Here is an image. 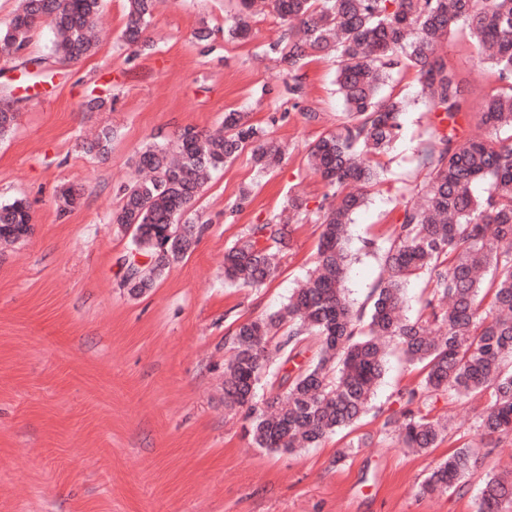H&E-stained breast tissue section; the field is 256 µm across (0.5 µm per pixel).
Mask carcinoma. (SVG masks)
<instances>
[{
  "instance_id": "carcinoma-1",
  "label": "carcinoma",
  "mask_w": 512,
  "mask_h": 512,
  "mask_svg": "<svg viewBox=\"0 0 512 512\" xmlns=\"http://www.w3.org/2000/svg\"><path fill=\"white\" fill-rule=\"evenodd\" d=\"M123 44L136 53L147 37L156 0H127ZM241 17L229 28L234 40L251 29L243 14L252 0H239ZM285 24L300 35L270 45L288 72L312 54L334 57L336 84L346 112L336 129L308 146L311 170L330 187L321 206L315 261L288 302L268 316L240 324L224 372V400L243 411L248 434L259 448L294 452L318 445L359 421L383 377L387 353L380 339L395 342L405 362L420 370L417 387L398 391L401 407L383 424L405 448L425 451L448 435V423L422 413L440 395H489L475 435L484 448L512 436V0H270ZM102 0H20L0 24V52L22 53L31 33L46 25L60 64L87 57ZM467 29L481 62L508 92L481 103L486 137H459L457 118L466 104L462 80L439 53L455 29ZM402 70L416 72L426 112L444 125L421 153L424 191L399 202L400 214L383 248L384 277L367 303L356 308L344 293L351 261L347 225L380 179L372 157L387 151L402 129L405 98L386 91ZM111 131L87 144L108 153ZM249 151L261 175L277 168L283 148L246 112L224 113V133L185 128L148 144L138 168L148 177L122 189L112 223L132 229L135 250L148 258L125 278L138 293L191 249L204 229L192 214L213 172ZM486 185L483 195L472 192ZM33 224L29 204L0 205V238L19 240ZM187 234L176 240L178 225ZM289 247L277 224H254L224 252V281L261 288L273 276L274 259ZM423 279L429 293L415 319L403 315L404 283ZM490 300L494 315L482 316ZM288 325V333L277 330ZM313 351L307 361L299 360ZM480 463L464 447L438 463L421 485L441 496L459 489ZM477 512H512V481L486 474Z\"/></svg>"
}]
</instances>
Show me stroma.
I'll return each mask as SVG.
<instances>
[{
	"instance_id": "stroma-1",
	"label": "stroma",
	"mask_w": 512,
	"mask_h": 512,
	"mask_svg": "<svg viewBox=\"0 0 512 512\" xmlns=\"http://www.w3.org/2000/svg\"><path fill=\"white\" fill-rule=\"evenodd\" d=\"M235 8V0H162L152 46L133 53L119 41L127 0H103L98 44L80 62L52 63L44 26L23 57L0 54V104L22 59L45 61L38 97L15 103L14 128L0 138V204L23 198L34 215L26 238L0 239V512H476L483 476L512 473V438L463 489L424 496L422 482L469 444L487 400L439 398L426 411L451 420L446 439L426 453L399 447L382 425L399 408L398 391L420 376L398 350L370 412L313 448L255 447L242 412L224 405L237 326L282 307L312 265L328 189L311 172L307 148L345 118L335 63L310 59L299 72L304 94L294 95L267 51L284 25L272 11L255 13L251 38L229 40ZM204 25L212 36L196 43ZM442 53L466 89L461 136L486 135L480 104L501 84L467 32H453ZM399 79L409 101L401 133L348 228L344 287L358 306L382 275L397 202L421 183L418 157L435 135L414 73ZM94 97L110 108L86 111ZM230 110L267 128L285 161L260 178L245 153L215 173L194 205L206 231L153 287L131 293L132 235L112 222L120 187L137 178L147 144L186 127L218 130ZM308 112L319 121L307 122ZM104 127L109 154L85 153L84 139ZM64 187L78 195L67 209L58 198ZM294 197L304 206L292 221ZM269 222L290 237L274 277L260 288L225 284L226 248Z\"/></svg>"
}]
</instances>
